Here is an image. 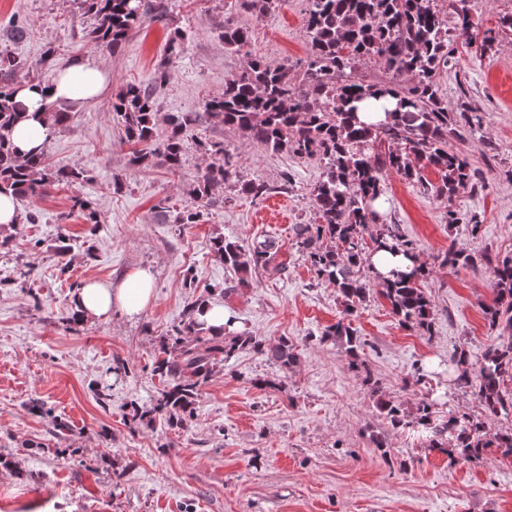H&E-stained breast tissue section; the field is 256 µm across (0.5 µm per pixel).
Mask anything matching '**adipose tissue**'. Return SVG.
Masks as SVG:
<instances>
[{
	"mask_svg": "<svg viewBox=\"0 0 512 512\" xmlns=\"http://www.w3.org/2000/svg\"><path fill=\"white\" fill-rule=\"evenodd\" d=\"M108 85L104 68L88 57H77L49 82H29L18 85L14 99L22 104L28 117L16 126L14 143L20 154L42 148L50 128L41 114L42 103H66L81 106L100 95ZM153 275L149 269L138 268L119 285L97 279L86 281L72 297L73 307L83 317L93 320L110 319L113 313L128 317L140 315L153 300Z\"/></svg>",
	"mask_w": 512,
	"mask_h": 512,
	"instance_id": "adipose-tissue-1",
	"label": "adipose tissue"
}]
</instances>
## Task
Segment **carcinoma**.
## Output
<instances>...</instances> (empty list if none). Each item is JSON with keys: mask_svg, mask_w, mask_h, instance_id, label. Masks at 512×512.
Returning <instances> with one entry per match:
<instances>
[{"mask_svg": "<svg viewBox=\"0 0 512 512\" xmlns=\"http://www.w3.org/2000/svg\"><path fill=\"white\" fill-rule=\"evenodd\" d=\"M97 20L92 30L96 44L118 48L130 33L144 23L142 0H81ZM306 33L310 45L302 79L294 82L289 68L272 66L250 56L248 31L227 24L222 39L225 48L248 57L247 64L224 84V91L205 103L209 119L246 133L265 150L315 158L325 165L312 195L315 220L296 224L293 234L297 249L305 255L318 278L336 288L342 315L322 332L321 339L338 342L349 358V367L364 374L363 383L375 407L394 429L416 428L426 433L428 447L448 456L479 461L489 454L512 457V430L489 428L483 418L512 412V340L487 349L476 372L469 371V355L457 352L452 360L457 384L472 390L480 415L454 413L437 421L431 404L422 400L413 407L379 393L377 382L366 373L360 360L362 344L352 317L374 290L390 305L401 325L431 334L433 304L425 289L432 268L421 263L410 273L393 280H379L373 274L370 257L378 249L417 256L414 244L402 237L394 224H387L375 203L385 193L382 173L391 170L438 199L451 201L459 189L473 180L468 157L450 145L481 126V118L467 108L448 111L435 81L436 71L450 62L456 40L469 36L468 0H457L456 23L448 27L434 0H308ZM235 6L257 19L279 9L283 0H234ZM376 60L395 75L408 74L412 82L368 84L344 78L346 70L362 60ZM166 78L157 74L147 85L129 84L113 103L120 116L127 141L140 146L132 154L137 166H164L175 171L182 165L184 134L200 116L177 112L167 117L168 131L156 139L158 112L156 88ZM0 195L16 200L44 195L62 183L87 181L78 166L47 167L46 152L28 158L19 156L11 144L13 127L23 117L13 101L14 86L22 81H43L26 60L0 50ZM389 96L395 108L385 111L376 124L357 121L358 104L368 98ZM381 141L397 149L384 154L375 151ZM210 162L190 189V204L173 216L178 227L196 224L202 208L211 202L215 186L233 179L224 144L202 145ZM434 169L437 182L425 178ZM242 193L256 199L270 192L263 181L241 185ZM73 207L87 224L100 223L92 203L77 197ZM371 231L365 240V231ZM210 249L235 275L234 287L249 285L252 275L263 273L277 278L287 268L269 241L248 246L217 234ZM441 265L451 268L480 265L491 268L494 298L484 305L490 325L512 334V256L477 258L461 250L448 249ZM206 300H188L184 319L172 332L160 338L152 373L163 388L146 409L133 410L132 419L160 421L169 427L185 426L195 409L200 391L239 352L261 354L287 372L300 363L298 345L287 337L270 342L248 332H213L202 319Z\"/></svg>", "mask_w": 512, "mask_h": 512, "instance_id": "1", "label": "carcinoma"}]
</instances>
